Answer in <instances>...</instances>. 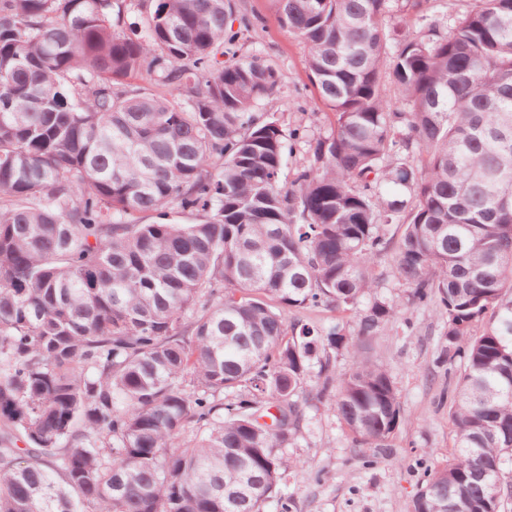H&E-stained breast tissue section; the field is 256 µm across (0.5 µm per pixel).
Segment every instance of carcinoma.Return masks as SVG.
Segmentation results:
<instances>
[{
    "instance_id": "carcinoma-1",
    "label": "carcinoma",
    "mask_w": 512,
    "mask_h": 512,
    "mask_svg": "<svg viewBox=\"0 0 512 512\" xmlns=\"http://www.w3.org/2000/svg\"><path fill=\"white\" fill-rule=\"evenodd\" d=\"M272 2L335 118L288 188L285 133L253 111L279 70L237 48L258 16L150 0L126 32L127 0H0V512H291L301 385L354 342L288 311L355 307L387 256L410 306L448 315L437 363L465 364L457 453L411 512H504L512 0H401L400 38L391 0ZM142 72L167 93L125 84ZM174 209L195 222L141 220ZM400 311L373 299L357 339ZM319 375L357 445L387 451V368L362 349Z\"/></svg>"
}]
</instances>
